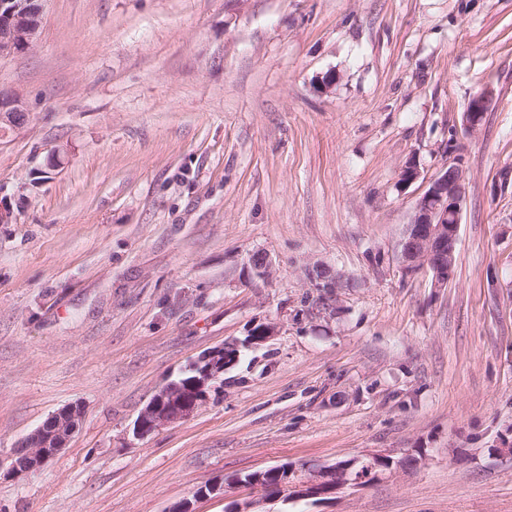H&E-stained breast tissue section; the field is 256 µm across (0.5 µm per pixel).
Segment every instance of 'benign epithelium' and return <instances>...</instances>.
<instances>
[{"label":"benign epithelium","mask_w":512,"mask_h":512,"mask_svg":"<svg viewBox=\"0 0 512 512\" xmlns=\"http://www.w3.org/2000/svg\"><path fill=\"white\" fill-rule=\"evenodd\" d=\"M44 11V0H0V57L18 53L33 46L40 31L36 18ZM491 92L475 96L464 113L466 132H475L486 111ZM26 114L20 101L0 91V124L20 127ZM465 197L464 172L454 144H448V165L431 181L418 199L410 224L397 244V255L410 273L425 271L432 276L435 288H446L454 278L455 253L460 230V213ZM236 345L230 342L213 348L194 359L189 369L194 378L171 381L162 387L146 405L134 423L137 437L189 418L208 399L215 383L224 381V370L232 366L238 354H230ZM84 414L79 404L67 405L51 414L17 446L12 472L25 475L40 469L48 460L67 447L78 430ZM367 469L361 473L335 464L317 465L304 470L287 467V477L276 488L296 498H319L340 487H360L380 480L386 468L404 467L409 460L395 461L388 454L364 457ZM388 463L384 468L381 463ZM240 483L259 488L271 496L275 488L267 485L262 471Z\"/></svg>","instance_id":"benign-epithelium-1"}]
</instances>
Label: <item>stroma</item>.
<instances>
[{
	"label": "stroma",
	"mask_w": 512,
	"mask_h": 512,
	"mask_svg": "<svg viewBox=\"0 0 512 512\" xmlns=\"http://www.w3.org/2000/svg\"><path fill=\"white\" fill-rule=\"evenodd\" d=\"M0 89L26 113L0 131V512H512V0H46ZM452 138L466 196L435 288L396 246ZM227 342L206 403L134 436ZM76 403L68 448L14 475ZM372 453L418 463L318 500L232 483ZM491 92L487 89L475 96L468 104L464 113V127L467 133L475 132L480 123L483 113L486 111ZM84 414L79 404L67 405L51 414L16 447L11 471L25 475L40 469L67 447Z\"/></svg>",
	"instance_id": "obj_1"
}]
</instances>
